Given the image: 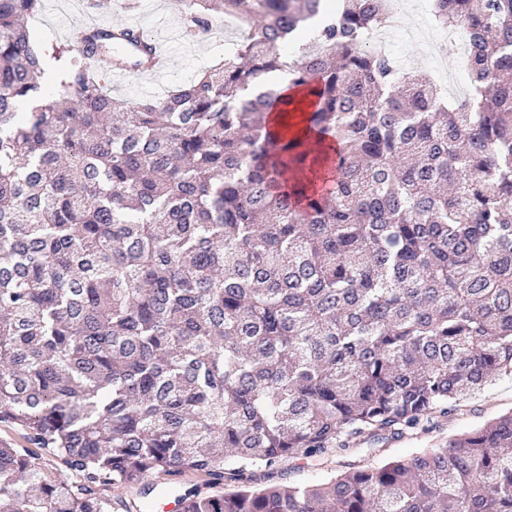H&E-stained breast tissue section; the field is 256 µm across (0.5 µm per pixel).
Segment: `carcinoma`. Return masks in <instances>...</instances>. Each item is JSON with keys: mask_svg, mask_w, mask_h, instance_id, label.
<instances>
[{"mask_svg": "<svg viewBox=\"0 0 512 512\" xmlns=\"http://www.w3.org/2000/svg\"><path fill=\"white\" fill-rule=\"evenodd\" d=\"M42 2L0 0V427L24 431L0 512H112L186 472L220 491L181 512H512V413L272 481L512 373V0H433L471 30L464 104L365 46L394 0H181L200 37L248 21L243 62L141 101L35 47ZM284 68L309 111L251 93Z\"/></svg>", "mask_w": 512, "mask_h": 512, "instance_id": "carcinoma-1", "label": "carcinoma"}]
</instances>
